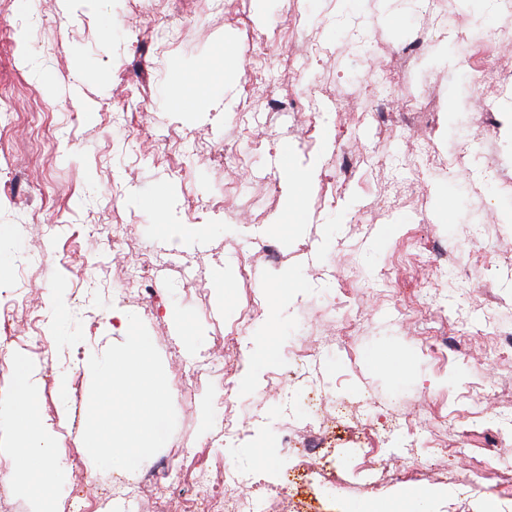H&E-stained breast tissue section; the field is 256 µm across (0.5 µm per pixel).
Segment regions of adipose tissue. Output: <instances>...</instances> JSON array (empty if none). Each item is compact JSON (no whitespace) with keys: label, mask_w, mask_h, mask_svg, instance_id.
<instances>
[{"label":"adipose tissue","mask_w":512,"mask_h":512,"mask_svg":"<svg viewBox=\"0 0 512 512\" xmlns=\"http://www.w3.org/2000/svg\"><path fill=\"white\" fill-rule=\"evenodd\" d=\"M0 402L14 411L15 428L22 438L21 464L30 495L40 512H54L49 466L58 459V450L38 432L40 401L29 386L27 369H20L12 391L1 394Z\"/></svg>","instance_id":"obj_1"}]
</instances>
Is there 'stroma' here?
Listing matches in <instances>:
<instances>
[{"mask_svg":"<svg viewBox=\"0 0 512 512\" xmlns=\"http://www.w3.org/2000/svg\"><path fill=\"white\" fill-rule=\"evenodd\" d=\"M223 2L38 0L33 27L27 0H0V286L21 308L10 322L11 361L27 366L62 460L50 471L58 512L97 503L114 512L108 499L126 475L98 469L82 440L88 362L124 341L118 318L131 313L142 316L168 382L180 377L185 387L172 394L177 423L161 450L175 460L172 475L163 488L143 487L144 512L194 501L204 466L286 484L296 460L273 450L276 428L337 416L360 399L370 417L342 419L306 476L318 512L413 492L427 495L428 512H512V490L499 482L459 483L488 458L512 464V433H496L512 409V355L495 335L512 329V123L481 141L485 115L472 107L485 62L512 75V50L480 40L512 28V14L496 0H446L438 18L412 0H238L229 19ZM296 20L319 43L301 50L299 81L279 65ZM437 23L448 37L403 69L401 89L438 112H396L382 123L354 112L335 123L337 95L392 91L370 45L395 47ZM459 31L470 42H455ZM255 37L270 43L264 59L248 50ZM225 47L234 58L221 56ZM203 64L222 73L224 89L198 111L172 99L168 83ZM314 74L318 116L256 111ZM427 138L438 163L418 170L410 161ZM464 141L469 162L452 164ZM360 142L377 152L354 179L321 185L337 148ZM219 143L239 149L244 167L213 159ZM276 159L310 174L287 235L276 225L288 192ZM384 187L397 200L389 211L376 203ZM166 189L172 221L207 225L203 237L162 231L151 203ZM268 240L279 265L268 262ZM434 240L455 260L440 277L431 272ZM35 246L49 261L20 265ZM289 278L299 289L274 299ZM149 305L158 316H145ZM248 306L253 319L236 336ZM271 329L277 353L267 360ZM445 336L460 350L441 355ZM293 346L318 357L298 367ZM228 394L240 431L230 442ZM20 445L0 407V512H36ZM368 453L426 478L371 491Z\"/></svg>","mask_w":512,"mask_h":512,"instance_id":"stroma-1","label":"stroma"}]
</instances>
